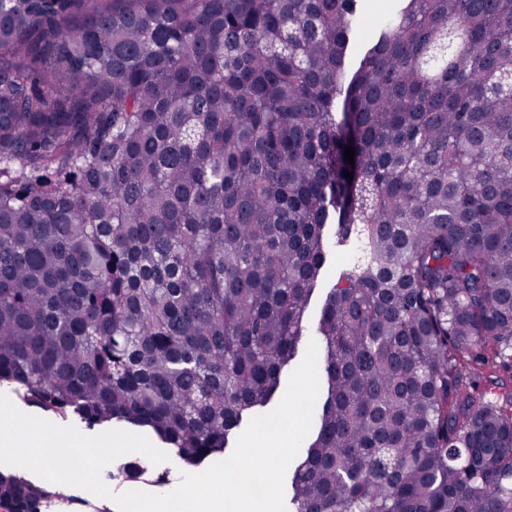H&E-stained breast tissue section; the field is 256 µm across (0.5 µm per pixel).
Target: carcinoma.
I'll return each instance as SVG.
<instances>
[{
    "label": "carcinoma",
    "instance_id": "obj_1",
    "mask_svg": "<svg viewBox=\"0 0 512 512\" xmlns=\"http://www.w3.org/2000/svg\"><path fill=\"white\" fill-rule=\"evenodd\" d=\"M359 23L0 0L1 393L196 468L313 340L288 512H512V386L476 387L512 369V0H398L352 68Z\"/></svg>",
    "mask_w": 512,
    "mask_h": 512
}]
</instances>
